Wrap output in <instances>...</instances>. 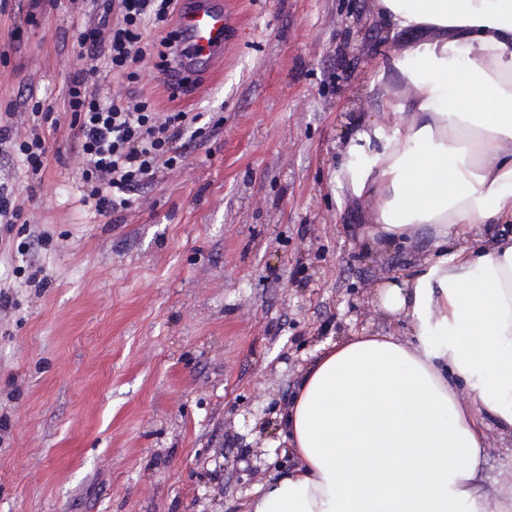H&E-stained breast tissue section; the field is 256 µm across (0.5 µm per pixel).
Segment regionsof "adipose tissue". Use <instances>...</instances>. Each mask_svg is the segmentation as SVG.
<instances>
[{"instance_id":"ef3b65f1","label":"adipose tissue","mask_w":512,"mask_h":512,"mask_svg":"<svg viewBox=\"0 0 512 512\" xmlns=\"http://www.w3.org/2000/svg\"><path fill=\"white\" fill-rule=\"evenodd\" d=\"M400 39L379 67L406 96L361 119L336 177L375 203L371 242L432 232L436 253L379 293L412 341L324 346L284 417L296 464L247 512H487L489 431L512 436V0H378Z\"/></svg>"}]
</instances>
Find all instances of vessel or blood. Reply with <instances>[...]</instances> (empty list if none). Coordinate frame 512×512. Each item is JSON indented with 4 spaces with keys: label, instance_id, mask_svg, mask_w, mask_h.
<instances>
[{
    "label": "vessel or blood",
    "instance_id": "b4317fda",
    "mask_svg": "<svg viewBox=\"0 0 512 512\" xmlns=\"http://www.w3.org/2000/svg\"><path fill=\"white\" fill-rule=\"evenodd\" d=\"M172 63L161 76L170 92L183 95L224 58V0H178Z\"/></svg>",
    "mask_w": 512,
    "mask_h": 512
}]
</instances>
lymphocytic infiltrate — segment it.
<instances>
[{"mask_svg":"<svg viewBox=\"0 0 512 512\" xmlns=\"http://www.w3.org/2000/svg\"><path fill=\"white\" fill-rule=\"evenodd\" d=\"M176 7L177 0H69L70 14L80 21L81 46L80 66L66 86L70 124L60 128L51 110L36 102L25 136L1 125L0 145L17 146L36 175L49 162V134L65 131L77 144L86 199L103 215L128 209L130 191L179 162L184 136L199 132L198 118L170 112L159 123L143 92L107 104L100 99L98 87L111 77L132 78V65L147 56L145 33L163 28Z\"/></svg>","mask_w":512,"mask_h":512,"instance_id":"obj_1","label":"lymphocytic infiltrate"}]
</instances>
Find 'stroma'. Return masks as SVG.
I'll return each mask as SVG.
<instances>
[{"instance_id":"stroma-1","label":"stroma","mask_w":512,"mask_h":512,"mask_svg":"<svg viewBox=\"0 0 512 512\" xmlns=\"http://www.w3.org/2000/svg\"><path fill=\"white\" fill-rule=\"evenodd\" d=\"M224 68L169 100L156 55L132 90L199 115L181 162L99 215L81 201L76 145L49 138L34 182L0 153L25 223L0 228V512H245L277 473L280 417L319 348L402 336L380 289L432 254L429 231L371 245L374 204L338 186L354 116L396 40L377 0H226ZM0 10V119L27 98L61 125L77 67L67 0L29 24ZM266 449L253 473L233 464ZM486 495L512 481V437L490 433Z\"/></svg>"}]
</instances>
